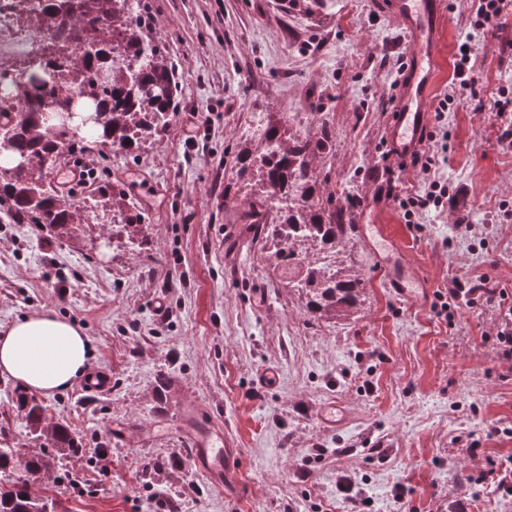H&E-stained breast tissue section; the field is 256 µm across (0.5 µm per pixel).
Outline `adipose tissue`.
<instances>
[{
	"instance_id": "obj_1",
	"label": "adipose tissue",
	"mask_w": 512,
	"mask_h": 512,
	"mask_svg": "<svg viewBox=\"0 0 512 512\" xmlns=\"http://www.w3.org/2000/svg\"><path fill=\"white\" fill-rule=\"evenodd\" d=\"M93 346L76 321L37 311L0 333V375L28 391L51 395L85 374Z\"/></svg>"
}]
</instances>
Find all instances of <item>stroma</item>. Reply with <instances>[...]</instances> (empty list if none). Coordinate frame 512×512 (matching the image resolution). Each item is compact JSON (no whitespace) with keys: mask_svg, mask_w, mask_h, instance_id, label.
<instances>
[{"mask_svg":"<svg viewBox=\"0 0 512 512\" xmlns=\"http://www.w3.org/2000/svg\"><path fill=\"white\" fill-rule=\"evenodd\" d=\"M391 0H145L181 88L166 131L132 158L104 147L83 156L99 180L77 200L120 185L144 218L147 247L112 241V212L87 209L68 235L0 222V331L53 310L77 321L94 346L90 370L112 376L103 396L68 388L41 396L83 452L40 494L67 512H349L338 490L354 483L369 512H512L486 458H512V361L492 349L499 306H461L451 319L398 296L366 244L360 311L311 322L244 225L226 223L224 198H243L235 146L256 113L336 129L330 187L355 197V224H379L430 285L452 279L512 284V149L479 100L512 89V12L478 29L472 0H445L430 97L450 90L461 42L474 47L478 100L429 121L439 173L454 208L407 223L381 193L374 169L396 110L391 98L408 41ZM192 130L194 145L184 142ZM277 369L275 383L257 378ZM17 383L0 375V422L20 455L39 444L15 407ZM188 398L239 443L238 487L220 493L191 462L177 404ZM343 404L332 432L321 410ZM404 501H397L398 488Z\"/></svg>","mask_w":512,"mask_h":512,"instance_id":"stroma-1","label":"stroma"}]
</instances>
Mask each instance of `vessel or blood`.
Returning a JSON list of instances; mask_svg holds the SVG:
<instances>
[{"instance_id": "1", "label": "vessel or blood", "mask_w": 512, "mask_h": 512, "mask_svg": "<svg viewBox=\"0 0 512 512\" xmlns=\"http://www.w3.org/2000/svg\"><path fill=\"white\" fill-rule=\"evenodd\" d=\"M442 0H393L391 9L411 41L410 64L401 84L398 109L388 127L387 140L394 155L409 156L421 146V134L431 108L437 58L436 19ZM365 242L376 252L388 272V283L399 294L425 300L429 288L423 278L407 265L402 252L373 224L363 227ZM185 427L192 443L195 469L221 492L232 493L238 485L231 460L236 453L234 439L199 404L185 411Z\"/></svg>"}]
</instances>
